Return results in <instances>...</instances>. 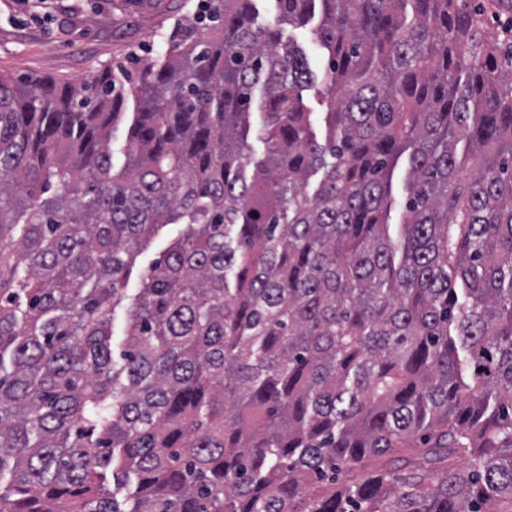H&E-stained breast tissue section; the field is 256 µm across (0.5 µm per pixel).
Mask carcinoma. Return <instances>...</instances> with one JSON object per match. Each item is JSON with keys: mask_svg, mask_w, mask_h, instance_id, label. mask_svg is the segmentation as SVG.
<instances>
[{"mask_svg": "<svg viewBox=\"0 0 512 512\" xmlns=\"http://www.w3.org/2000/svg\"><path fill=\"white\" fill-rule=\"evenodd\" d=\"M207 2L135 81L0 74V512H501L512 43L474 0H273L314 70ZM318 19H315L306 28L297 29L287 24L281 25L283 30V40L292 39L302 44L308 53V58L313 68L316 70L322 68V57L318 46L313 41L312 29L316 27ZM176 231V225H170L162 229L151 240L148 247L140 251L136 258L134 273L131 275L127 286L129 290L136 291V288H139L140 274L145 272L151 263L159 256V253L166 248L170 238L176 233Z\"/></svg>", "mask_w": 512, "mask_h": 512, "instance_id": "cac0c4a2", "label": "carcinoma"}]
</instances>
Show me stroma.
<instances>
[{
    "mask_svg": "<svg viewBox=\"0 0 512 512\" xmlns=\"http://www.w3.org/2000/svg\"><path fill=\"white\" fill-rule=\"evenodd\" d=\"M197 0H0V72L64 82L125 59L129 73L197 25Z\"/></svg>",
    "mask_w": 512,
    "mask_h": 512,
    "instance_id": "obj_1",
    "label": "stroma"
}]
</instances>
